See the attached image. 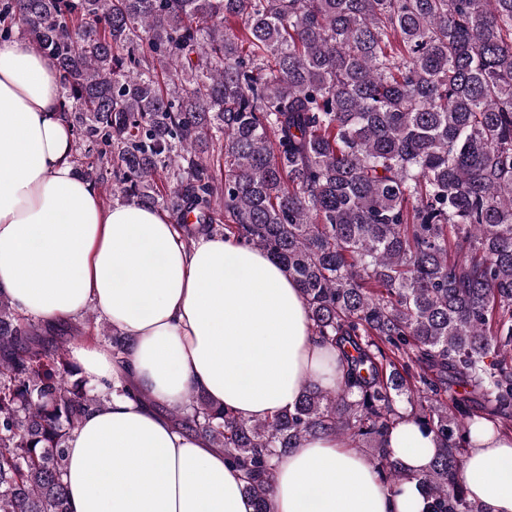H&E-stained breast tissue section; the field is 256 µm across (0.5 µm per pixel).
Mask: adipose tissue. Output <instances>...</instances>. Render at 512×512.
<instances>
[{
  "label": "adipose tissue",
  "instance_id": "obj_1",
  "mask_svg": "<svg viewBox=\"0 0 512 512\" xmlns=\"http://www.w3.org/2000/svg\"><path fill=\"white\" fill-rule=\"evenodd\" d=\"M57 66L27 43L0 40V294L45 324L95 305L135 344L126 361L102 346L74 356L108 393L68 442L69 512H255L221 449L174 429L167 413L191 389L241 418L293 407L305 384L333 388L339 352L312 336L298 285L265 252L222 236L185 242L165 213L105 205L74 173ZM412 474L384 487L359 449L308 438L273 474L271 512H422L414 474L433 435L401 422L387 439ZM460 477L486 512H512V433L473 427Z\"/></svg>",
  "mask_w": 512,
  "mask_h": 512
}]
</instances>
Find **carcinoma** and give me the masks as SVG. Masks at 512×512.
<instances>
[{
    "mask_svg": "<svg viewBox=\"0 0 512 512\" xmlns=\"http://www.w3.org/2000/svg\"><path fill=\"white\" fill-rule=\"evenodd\" d=\"M15 25L61 72L81 176L266 252L341 354L268 419L199 390L174 413L256 512L320 433L426 512H485L458 474L477 402L512 414V0H0ZM46 332L0 294V512H68L67 442L107 399ZM405 418L438 442L415 476L386 448Z\"/></svg>",
    "mask_w": 512,
    "mask_h": 512,
    "instance_id": "carcinoma-1",
    "label": "carcinoma"
}]
</instances>
